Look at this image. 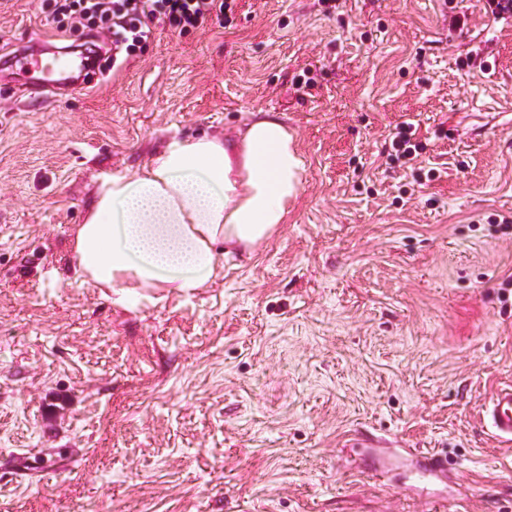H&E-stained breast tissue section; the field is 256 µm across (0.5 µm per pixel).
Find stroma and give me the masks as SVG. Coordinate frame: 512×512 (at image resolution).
Segmentation results:
<instances>
[{"label": "stroma", "mask_w": 512, "mask_h": 512, "mask_svg": "<svg viewBox=\"0 0 512 512\" xmlns=\"http://www.w3.org/2000/svg\"><path fill=\"white\" fill-rule=\"evenodd\" d=\"M473 4L233 0L36 107L0 73V512H512L484 419L512 384V235L488 222L512 213V23ZM36 37L68 44L0 0V54ZM254 109L305 160L277 236L190 295L75 277L102 179ZM403 121L417 172L387 164ZM416 450L454 484L418 483Z\"/></svg>", "instance_id": "1"}]
</instances>
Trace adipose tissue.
Returning a JSON list of instances; mask_svg holds the SVG:
<instances>
[{
  "label": "adipose tissue",
  "instance_id": "1",
  "mask_svg": "<svg viewBox=\"0 0 512 512\" xmlns=\"http://www.w3.org/2000/svg\"><path fill=\"white\" fill-rule=\"evenodd\" d=\"M304 160L280 114L242 113L234 137H172L135 169L100 181L72 232L77 277L117 303L191 294L229 253L251 254L287 223Z\"/></svg>",
  "mask_w": 512,
  "mask_h": 512
}]
</instances>
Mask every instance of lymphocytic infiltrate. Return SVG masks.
Returning <instances> with one entry per match:
<instances>
[{
    "instance_id": "obj_1",
    "label": "lymphocytic infiltrate",
    "mask_w": 512,
    "mask_h": 512,
    "mask_svg": "<svg viewBox=\"0 0 512 512\" xmlns=\"http://www.w3.org/2000/svg\"><path fill=\"white\" fill-rule=\"evenodd\" d=\"M228 0H41L40 10L61 35L103 38L139 56L157 27L185 35L222 21Z\"/></svg>"
}]
</instances>
